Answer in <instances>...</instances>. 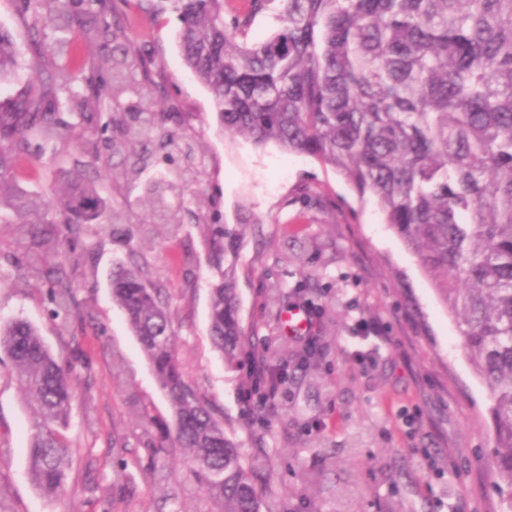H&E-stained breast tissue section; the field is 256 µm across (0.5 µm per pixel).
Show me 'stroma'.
<instances>
[{"label":"stroma","instance_id":"stroma-1","mask_svg":"<svg viewBox=\"0 0 512 512\" xmlns=\"http://www.w3.org/2000/svg\"><path fill=\"white\" fill-rule=\"evenodd\" d=\"M148 73L159 86L162 125L174 145L153 152L154 170L193 156L203 171L204 214L182 224H153L149 206L127 201L121 170L108 148L113 114L133 116L135 94L120 101L78 98L86 77L111 79L112 43L83 26L53 29L23 0H0V26L22 51L23 70L0 86V100L23 85L34 53L54 70L63 126L78 140H29L7 180L0 212L36 215L40 195L63 189L75 170L127 216L115 230L85 225L68 253L83 327L60 334L49 314L46 281L12 287L31 242L0 224V319L36 323L55 352L79 351L76 398L66 435L73 465L72 512H208L209 505L180 457L170 484H153L144 448L125 450L140 428L136 402L169 417L145 353L113 302L111 272L143 243L148 275L170 298L177 348L190 380L224 416L229 437L258 458L277 512H507L491 467L494 434L489 392L464 353L456 321L372 196L315 158L224 133L213 97L183 64L175 13L146 11L143 0H108ZM97 115L95 123L83 114ZM242 225L235 271L244 326L252 329L249 363L230 368L213 347L210 289L215 273L207 242L216 225ZM308 311L294 334L287 316ZM280 373L275 390L250 393L253 362ZM35 417L6 356H0V495L13 512H59L28 474L27 441ZM111 484L101 505L95 483Z\"/></svg>","mask_w":512,"mask_h":512}]
</instances>
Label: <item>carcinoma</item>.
Listing matches in <instances>:
<instances>
[{"instance_id":"1","label":"carcinoma","mask_w":512,"mask_h":512,"mask_svg":"<svg viewBox=\"0 0 512 512\" xmlns=\"http://www.w3.org/2000/svg\"><path fill=\"white\" fill-rule=\"evenodd\" d=\"M86 22L120 42L112 84H87L93 96L119 98L142 61L119 24L89 0ZM181 22L184 64L212 92L222 128L257 145L274 141L340 172L361 197L373 196L385 223L418 258L458 320L462 347L488 386L494 428L492 466L508 488L512 510V0H278L280 27L263 41L248 40L252 16L271 0H247L226 15V0H164ZM50 23L72 26L70 0H54ZM20 51L0 29V82L15 76ZM140 112L112 155L134 183L148 168L146 151L173 136L158 120L161 101L148 81L139 84ZM54 74L36 64L16 95L0 101V179L14 154L34 135L46 142L68 135L56 111ZM197 166L169 169L152 195V217L182 223L168 196L200 181ZM120 211L75 174L61 198L45 203L41 219L0 215L15 234L31 236L45 255H59L82 225L114 221ZM52 224L65 228L59 236ZM243 233L238 226L210 238L220 279L212 285L210 335L225 362L235 365L252 345L241 323L234 273ZM133 259L111 276L112 298L139 340L171 409L164 421L141 403L135 417L154 459L179 452L210 512H275L256 482L257 467L224 431L223 420L189 380L176 348L168 294ZM49 283L53 316L68 332L83 321L62 265L28 277ZM0 353L38 419L27 454L32 484L58 501L72 467L63 434L73 403V362L52 351L25 319L0 320Z\"/></svg>"}]
</instances>
